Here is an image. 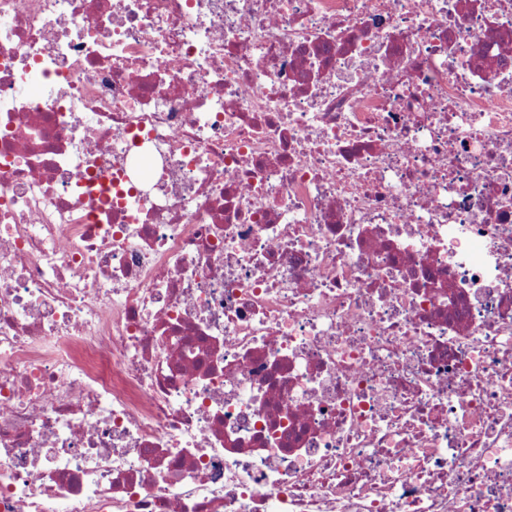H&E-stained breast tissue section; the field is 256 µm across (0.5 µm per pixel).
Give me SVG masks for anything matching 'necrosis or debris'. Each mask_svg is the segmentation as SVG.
I'll return each mask as SVG.
<instances>
[{"mask_svg": "<svg viewBox=\"0 0 512 512\" xmlns=\"http://www.w3.org/2000/svg\"><path fill=\"white\" fill-rule=\"evenodd\" d=\"M0 512H512V0H0Z\"/></svg>", "mask_w": 512, "mask_h": 512, "instance_id": "4bbe7bcc", "label": "necrosis or debris"}]
</instances>
